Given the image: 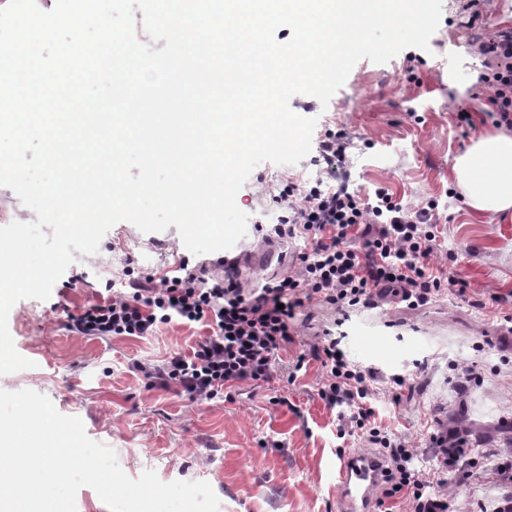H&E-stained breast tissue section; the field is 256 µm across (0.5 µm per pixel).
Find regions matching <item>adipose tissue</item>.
I'll return each instance as SVG.
<instances>
[{
    "label": "adipose tissue",
    "instance_id": "1",
    "mask_svg": "<svg viewBox=\"0 0 512 512\" xmlns=\"http://www.w3.org/2000/svg\"><path fill=\"white\" fill-rule=\"evenodd\" d=\"M465 203L491 218L512 216V133L485 131L454 164Z\"/></svg>",
    "mask_w": 512,
    "mask_h": 512
}]
</instances>
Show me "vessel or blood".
<instances>
[{"instance_id":"vessel-or-blood-1","label":"vessel or blood","mask_w":512,"mask_h":512,"mask_svg":"<svg viewBox=\"0 0 512 512\" xmlns=\"http://www.w3.org/2000/svg\"><path fill=\"white\" fill-rule=\"evenodd\" d=\"M340 512H375L373 490L380 481L374 457L357 455L338 466Z\"/></svg>"}]
</instances>
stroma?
Here are the masks:
<instances>
[{"label":"stroma","instance_id":"obj_1","mask_svg":"<svg viewBox=\"0 0 512 512\" xmlns=\"http://www.w3.org/2000/svg\"><path fill=\"white\" fill-rule=\"evenodd\" d=\"M502 29L512 30V0H443L428 50L407 48L383 65L359 61L328 106L308 95L290 100L296 114L315 119L313 140L328 131L344 136L351 193L365 199L382 187L415 209L438 204L443 238L436 260L467 282L466 292H449L417 309L390 296L377 308L341 313L307 306L288 354L309 349L329 329L353 362L405 375L399 402L376 401L378 418L424 451L432 413L466 438L473 476L463 486L449 485L454 512H494L504 490L489 471L498 456L512 453V440L502 436L512 428V324L504 319L512 312L506 301L512 295V220L477 218L463 194H448L457 185L456 157L497 125L480 46ZM462 110L470 112L471 125L459 124ZM319 174L306 159L265 162L252 171L242 187L252 200L251 244L263 242L257 224L276 218L271 185ZM187 254L176 227L145 234L131 224L114 225L97 253L78 255L48 300L13 306L8 328L15 349L34 366L0 375V390L48 396L60 413L79 417L92 440L112 448L130 478L151 469L165 483L208 482L218 512H336V467L341 458L364 452L365 442L358 434L339 437L340 411L319 396V363L310 362L292 383L278 368L268 386L243 383L232 400L201 402L177 388L150 385L135 365L191 352L206 327L170 324L151 336L114 338L68 329V313L121 287L127 259L159 276ZM460 366L477 375L463 392L455 386ZM437 465L425 451L420 469Z\"/></svg>","mask_w":512,"mask_h":512}]
</instances>
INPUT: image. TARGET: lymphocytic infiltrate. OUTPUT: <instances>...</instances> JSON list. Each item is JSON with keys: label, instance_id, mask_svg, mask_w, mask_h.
<instances>
[{"label": "lymphocytic infiltrate", "instance_id": "f902f5d3", "mask_svg": "<svg viewBox=\"0 0 512 512\" xmlns=\"http://www.w3.org/2000/svg\"><path fill=\"white\" fill-rule=\"evenodd\" d=\"M483 54L498 60L484 82L493 92L499 122L512 127V31L499 32L482 44ZM344 146L335 135L319 143L328 179L339 181ZM277 222L272 233L304 243L288 274L256 288L242 290L209 274L213 264L190 265L181 260L172 274L154 279L125 268L128 289L100 298L82 313L69 317L70 330L81 336L140 337L161 326L201 324L210 330L190 353H174L164 363H138L146 378L163 387L176 386L196 400L228 395L236 384L269 382L275 363L293 343L295 322L306 305L321 304L343 311L373 306L378 294L389 292L408 306L419 307L451 288L466 290L465 281L433 258L441 248V232L430 212L411 210L378 189L374 201H364L341 185L323 190L321 182L285 179L276 187ZM319 362L324 382L320 398L329 408L348 406L338 432L361 433L381 451L384 467L382 500L400 497L413 512H450L448 484L462 485L470 477L465 459L470 450L455 431H436L429 447L440 464L418 470L417 449L392 436L376 418L371 403L377 390L396 397L406 379L352 362L331 331H324L309 354L287 365L296 375L309 361Z\"/></svg>", "mask_w": 512, "mask_h": 512}]
</instances>
